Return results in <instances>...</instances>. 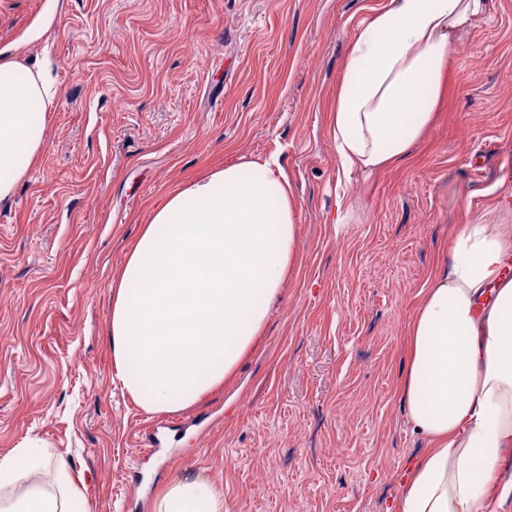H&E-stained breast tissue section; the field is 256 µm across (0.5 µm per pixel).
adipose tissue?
Segmentation results:
<instances>
[{"label":"adipose tissue","mask_w":512,"mask_h":512,"mask_svg":"<svg viewBox=\"0 0 512 512\" xmlns=\"http://www.w3.org/2000/svg\"><path fill=\"white\" fill-rule=\"evenodd\" d=\"M489 0H390L346 47L330 128L343 173L405 160L448 92L450 52ZM56 87L0 58V200L40 156ZM297 207L270 157L167 193L112 281L113 380L150 413L216 390L254 349L297 264ZM402 396L425 442L398 477L397 512H499L512 498V226L462 224L409 330ZM87 478L24 438L0 457V512H78ZM153 512H224L204 474L172 477Z\"/></svg>","instance_id":"adipose-tissue-1"}]
</instances>
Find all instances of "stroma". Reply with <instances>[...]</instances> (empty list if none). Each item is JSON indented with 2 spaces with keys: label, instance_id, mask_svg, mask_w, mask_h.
<instances>
[{
  "label": "stroma",
  "instance_id": "stroma-1",
  "mask_svg": "<svg viewBox=\"0 0 512 512\" xmlns=\"http://www.w3.org/2000/svg\"><path fill=\"white\" fill-rule=\"evenodd\" d=\"M388 2L0 0V51L58 88L40 158L0 201V455L41 439L89 474L92 512H153L199 470L227 512H387L423 446L399 393L421 293L457 225H512V0L453 47L409 157L341 173L330 104ZM270 155L298 264L229 385L142 449L156 417L112 382V280L166 192Z\"/></svg>",
  "mask_w": 512,
  "mask_h": 512
}]
</instances>
